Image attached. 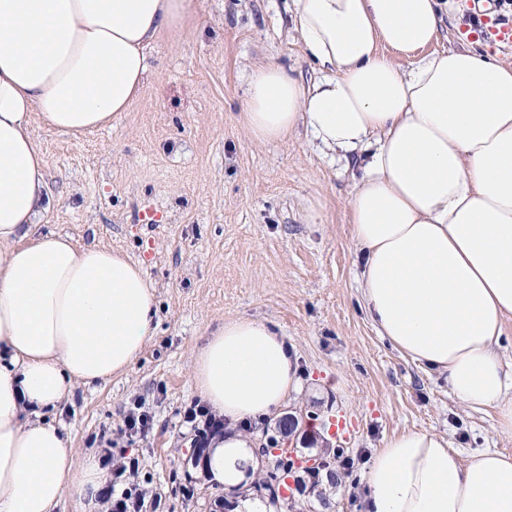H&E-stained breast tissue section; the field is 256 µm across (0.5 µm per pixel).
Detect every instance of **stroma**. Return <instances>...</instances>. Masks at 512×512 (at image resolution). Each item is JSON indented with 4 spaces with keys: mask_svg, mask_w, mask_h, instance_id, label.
<instances>
[{
    "mask_svg": "<svg viewBox=\"0 0 512 512\" xmlns=\"http://www.w3.org/2000/svg\"><path fill=\"white\" fill-rule=\"evenodd\" d=\"M478 2L456 0L460 23L443 29L439 46L472 31L483 52L512 60V42L494 38ZM194 5L192 29L149 50L142 94L111 127L75 138L33 123L54 197L42 229L125 253L158 289L157 331L136 362L78 387L57 417L76 456L113 441L114 466L138 463L122 484L142 493V512H215L222 493L191 458L196 435L184 412L199 399L195 348L241 316L267 321L293 347L300 380L287 409L342 425L353 480L336 489L333 512H361L365 469L404 431L444 434L464 453L512 455L492 409L461 406L444 376L396 351L366 315L346 216L355 166L305 130L260 143L241 122L255 63L314 77L286 0ZM132 412L149 417L147 434L126 433Z\"/></svg>",
    "mask_w": 512,
    "mask_h": 512,
    "instance_id": "1",
    "label": "stroma"
}]
</instances>
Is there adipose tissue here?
Instances as JSON below:
<instances>
[{"label":"adipose tissue","instance_id":"obj_1","mask_svg":"<svg viewBox=\"0 0 512 512\" xmlns=\"http://www.w3.org/2000/svg\"><path fill=\"white\" fill-rule=\"evenodd\" d=\"M293 3L316 77L255 66L243 126L264 142L302 128L356 157L347 211L368 317L512 436L500 354L512 320V61L470 43L436 49L450 0ZM193 20L192 0H0V512H55L68 492L96 499L106 471L92 455L76 462L54 415L78 386L125 373L156 332L140 264L40 232L52 197L33 121L74 137L108 126L140 96L149 47ZM297 372L287 340L250 317L196 352L193 385L228 422L198 469L236 512H267L242 494L256 436L239 424L280 415ZM363 482L362 512H512V455H465L435 432L385 441Z\"/></svg>","mask_w":512,"mask_h":512}]
</instances>
